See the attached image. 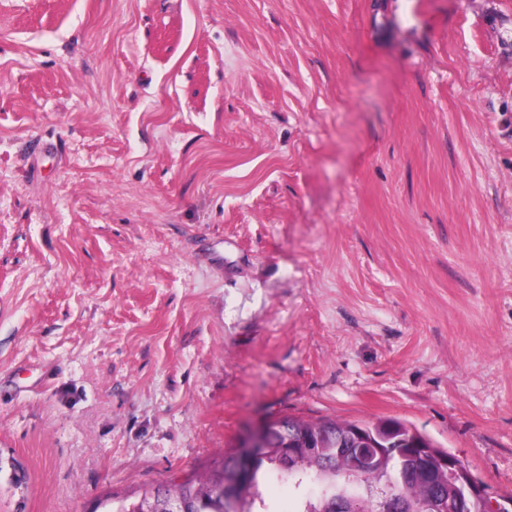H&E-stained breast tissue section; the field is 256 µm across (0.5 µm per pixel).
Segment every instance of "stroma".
<instances>
[{"label":"stroma","mask_w":512,"mask_h":512,"mask_svg":"<svg viewBox=\"0 0 512 512\" xmlns=\"http://www.w3.org/2000/svg\"><path fill=\"white\" fill-rule=\"evenodd\" d=\"M282 416L512 498V0H0V512Z\"/></svg>","instance_id":"35a3bbf8"}]
</instances>
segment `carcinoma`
Masks as SVG:
<instances>
[{"mask_svg":"<svg viewBox=\"0 0 512 512\" xmlns=\"http://www.w3.org/2000/svg\"><path fill=\"white\" fill-rule=\"evenodd\" d=\"M430 449L431 463L447 452L395 419L376 422L325 419L309 422L283 417L270 422L271 452L256 466L249 482L233 502L216 496L235 475V457L224 454L221 463L204 478L173 487L175 497L190 502L194 512H270L260 491L272 475L300 491L294 512H487L457 479L444 472L429 480L417 473L409 444ZM167 488L145 490L118 503L113 512H169Z\"/></svg>","mask_w":512,"mask_h":512,"instance_id":"obj_1","label":"carcinoma"}]
</instances>
